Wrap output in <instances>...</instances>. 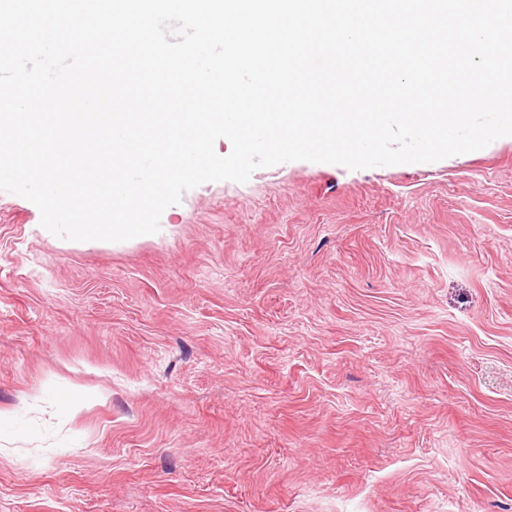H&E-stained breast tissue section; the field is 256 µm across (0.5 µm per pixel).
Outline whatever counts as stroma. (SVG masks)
Masks as SVG:
<instances>
[{
  "mask_svg": "<svg viewBox=\"0 0 512 512\" xmlns=\"http://www.w3.org/2000/svg\"><path fill=\"white\" fill-rule=\"evenodd\" d=\"M160 225L71 241L0 191V512H512V136Z\"/></svg>",
  "mask_w": 512,
  "mask_h": 512,
  "instance_id": "obj_1",
  "label": "stroma"
}]
</instances>
